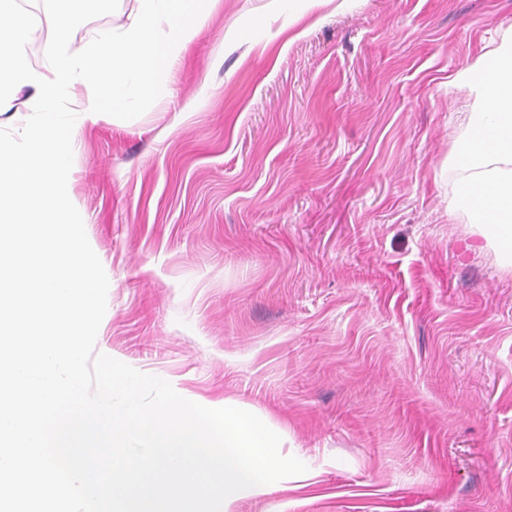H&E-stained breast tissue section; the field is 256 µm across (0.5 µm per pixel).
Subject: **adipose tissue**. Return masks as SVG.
Segmentation results:
<instances>
[{
    "instance_id": "adipose-tissue-1",
    "label": "adipose tissue",
    "mask_w": 512,
    "mask_h": 512,
    "mask_svg": "<svg viewBox=\"0 0 512 512\" xmlns=\"http://www.w3.org/2000/svg\"><path fill=\"white\" fill-rule=\"evenodd\" d=\"M488 56V64L456 76L474 91L456 156L471 179L450 208L468 216L476 250L492 251L498 267L512 272V25Z\"/></svg>"
}]
</instances>
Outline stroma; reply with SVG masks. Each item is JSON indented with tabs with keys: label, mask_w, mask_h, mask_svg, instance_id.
I'll list each match as a JSON object with an SVG mask.
<instances>
[{
	"label": "stroma",
	"mask_w": 512,
	"mask_h": 512,
	"mask_svg": "<svg viewBox=\"0 0 512 512\" xmlns=\"http://www.w3.org/2000/svg\"><path fill=\"white\" fill-rule=\"evenodd\" d=\"M267 3L220 0L148 111L76 135L95 349L307 465L234 512H512V273L448 211L450 78L512 0Z\"/></svg>",
	"instance_id": "stroma-1"
}]
</instances>
